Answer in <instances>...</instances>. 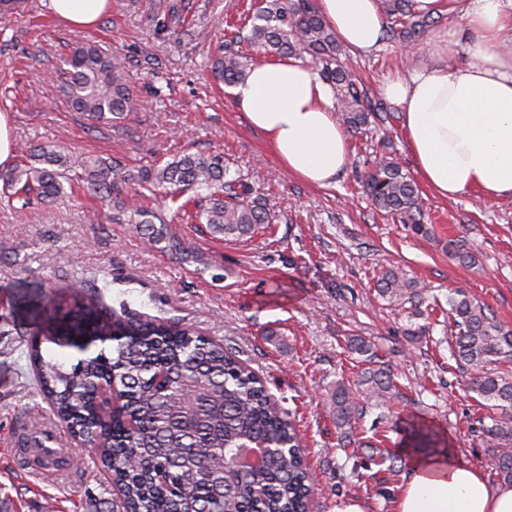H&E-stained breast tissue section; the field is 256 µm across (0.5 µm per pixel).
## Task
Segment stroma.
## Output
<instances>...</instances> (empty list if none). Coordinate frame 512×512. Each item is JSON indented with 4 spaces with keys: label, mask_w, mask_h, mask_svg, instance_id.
<instances>
[{
    "label": "stroma",
    "mask_w": 512,
    "mask_h": 512,
    "mask_svg": "<svg viewBox=\"0 0 512 512\" xmlns=\"http://www.w3.org/2000/svg\"><path fill=\"white\" fill-rule=\"evenodd\" d=\"M173 2L181 21L157 15L155 0H111L109 13L82 31L60 20L48 0L0 19V113L12 141L109 158L129 172L185 152L219 153L231 172L260 177L277 219L227 238L169 207L162 194L138 197L206 258L211 269L200 273L82 182L27 209L0 198V512H115L119 503L93 453L48 469L19 453L51 415L28 343L52 304L71 305L67 287L75 279L102 292L108 306L181 321L247 362L300 431L318 487L311 512H336L349 500L364 512H394L410 462L399 454L402 427L412 418L446 436L490 486L500 485L485 411L468 389L473 371L456 363L448 344V292L464 289L512 328V200L472 192L443 198L420 186L424 235L375 211L359 176L382 143L405 172L415 171L397 118L391 127L349 134L350 160L335 186L293 178L250 127L233 89L217 88L211 75L226 13H247L255 0ZM81 42L124 58L136 98L126 119L91 124L60 94L62 60ZM412 50L427 60L430 36ZM412 50L384 41L348 62L377 95L387 74L407 70ZM452 240L464 242L470 261L449 253ZM389 268L422 288L420 310L377 294L376 279ZM356 337L370 340L392 367L402 397L392 409L368 410L354 433L366 446L349 458L337 446L331 395L337 381L361 372L349 347ZM391 454L395 466L382 464Z\"/></svg>",
    "instance_id": "stroma-1"
}]
</instances>
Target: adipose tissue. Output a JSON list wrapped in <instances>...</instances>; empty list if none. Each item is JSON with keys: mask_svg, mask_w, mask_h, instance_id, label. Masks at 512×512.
<instances>
[{"mask_svg": "<svg viewBox=\"0 0 512 512\" xmlns=\"http://www.w3.org/2000/svg\"><path fill=\"white\" fill-rule=\"evenodd\" d=\"M49 6L80 30L107 14L109 0H49ZM317 8L350 52L379 46L384 21L376 0H317ZM462 17L470 34L462 48L472 64L449 62L441 31L429 60L389 74L381 90L400 112L415 170L432 191L512 199V47L499 45L512 28V0H467ZM234 94L289 175L325 188L348 165V137L336 121L332 91L301 60L253 66ZM395 512H512V484L489 486L450 447L415 453Z\"/></svg>", "mask_w": 512, "mask_h": 512, "instance_id": "adipose-tissue-1", "label": "adipose tissue"}]
</instances>
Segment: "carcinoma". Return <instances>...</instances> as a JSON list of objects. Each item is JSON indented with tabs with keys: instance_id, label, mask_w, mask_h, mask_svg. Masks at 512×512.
<instances>
[{
	"instance_id": "carcinoma-1",
	"label": "carcinoma",
	"mask_w": 512,
	"mask_h": 512,
	"mask_svg": "<svg viewBox=\"0 0 512 512\" xmlns=\"http://www.w3.org/2000/svg\"><path fill=\"white\" fill-rule=\"evenodd\" d=\"M382 39L414 43L437 19L415 11L413 0H379ZM234 35L212 63L217 83L241 84L253 65L252 52L308 61L335 93L337 112L349 131L380 126L394 119L390 107L368 95L343 60L345 49L319 13L315 0H257L252 13L233 25ZM68 77L60 91L72 109L95 123H112L134 108L125 66L98 45L76 47L65 60ZM20 163L0 171V184L27 205L30 194L54 200L64 193L69 173L101 200L130 214L154 242L165 241L183 261L196 258L183 241L166 233L165 215L134 203L127 186L161 190L176 204L193 192L209 230L243 237L275 218L268 197L256 182L230 174L221 154L184 153L163 165L135 173L98 156L74 157L49 145L26 144ZM375 209L411 224L418 233L419 190L392 153L375 155L362 176ZM391 301L421 299L417 283L389 269L377 281ZM73 309L65 318L74 329L94 336H117L71 367L30 340L28 360L53 417L71 434L99 449V462L120 493L122 512H308L313 482L294 422L287 418L249 365L218 343L177 321L115 310L88 297L84 287L70 289ZM456 362L477 369L471 389L491 425L484 428L496 449L494 465L512 482V330L504 328L461 288L448 296ZM368 356L353 383L341 381L333 393L336 428L352 427L364 406L382 407L398 397L391 370L364 338L351 340ZM249 441L288 444V451L255 470L224 468ZM439 434L422 424L408 429L407 447L431 454Z\"/></svg>"
}]
</instances>
